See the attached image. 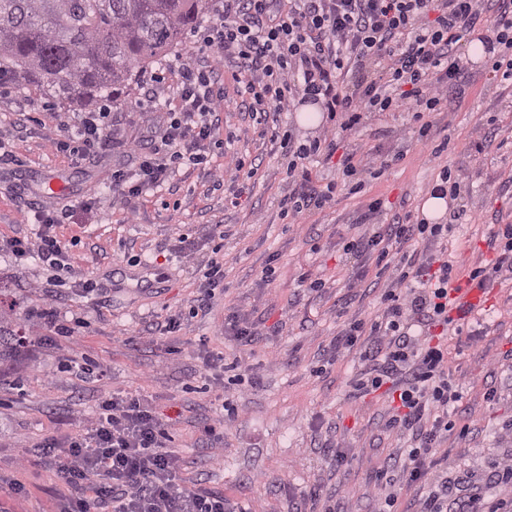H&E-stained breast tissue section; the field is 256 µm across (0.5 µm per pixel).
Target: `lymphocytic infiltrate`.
<instances>
[{"label":"lymphocytic infiltrate","instance_id":"lymphocytic-infiltrate-1","mask_svg":"<svg viewBox=\"0 0 512 512\" xmlns=\"http://www.w3.org/2000/svg\"><path fill=\"white\" fill-rule=\"evenodd\" d=\"M490 11L495 22L480 37L487 64L512 81V0H223L193 50L178 60V106L170 120L145 117L160 152L142 157L136 177L115 171L112 184L123 197L137 198L163 184L175 164L203 162L212 117L231 105L216 86L218 71L231 61L244 75L241 106L278 143L286 173L299 187L280 207L300 222L307 211L333 199V187L313 179L311 157L340 156L347 177H375L386 168L385 160L361 147L338 150L341 137L364 113H409L417 142L431 145L432 156L444 151L424 115L447 111L449 90L463 91L465 67L456 45L484 27ZM304 103L319 105L332 126L299 144L275 120ZM111 136L109 112H81L59 147L82 156ZM362 220L369 232L351 238L344 249L374 259L387 277L376 314L345 324L335 346L358 350L364 364L355 397L382 389L397 397L386 426L415 440L398 476H386L377 512H400L393 490L399 480L429 483L421 512H512V502L504 499L477 496L449 504L437 456L456 428L448 410L461 399L449 379L448 337L462 335L477 311L451 294L463 285L483 292L512 280V225H500L490 236L493 259L463 272L448 252L452 225L409 213L388 222L377 202ZM56 222L53 212H45L46 230L37 242L17 238L4 247L20 259L37 254L59 281L71 266L62 241L49 232ZM419 242L424 250H416ZM172 441L166 423L143 398L102 401L94 422L58 443L57 471L68 491L60 512H229L223 495L190 492L180 484L183 460L171 450Z\"/></svg>","mask_w":512,"mask_h":512}]
</instances>
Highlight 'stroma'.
Wrapping results in <instances>:
<instances>
[{
	"instance_id": "stroma-1",
	"label": "stroma",
	"mask_w": 512,
	"mask_h": 512,
	"mask_svg": "<svg viewBox=\"0 0 512 512\" xmlns=\"http://www.w3.org/2000/svg\"><path fill=\"white\" fill-rule=\"evenodd\" d=\"M471 41L464 36L457 46L468 83L463 101L430 116L447 150L430 158L404 113L368 116L347 139L392 156L391 166L352 194L336 160L313 158V178L334 184L335 198L300 224L280 213L281 198L295 185L276 143L261 138L239 108L221 112L207 163L176 167L168 182L138 199L113 195V171L138 167L131 143L154 149L140 112L167 109L174 65L192 49L193 35L141 74L128 105L112 112V139L82 160L56 147L73 108L33 86L1 88L0 133L9 134L21 116L27 131L13 143L16 165L0 169V241L33 238L42 209L54 205L64 215L56 231L72 275L48 288L37 257L0 252V485L23 489L0 492V512H58L66 489L43 443L86 425L115 392L146 397L171 426L172 446L185 461L184 486L223 494L234 512H294L309 507L315 488L338 512H375L377 475L411 437L385 429L390 402L383 393L354 397L362 369L356 352L329 348L351 317H371L379 307L373 261L344 253L342 239L376 200L390 216L420 214L445 167L464 176L442 218L454 227L457 264L491 259L489 236L512 224V84L468 56ZM481 131L493 138L483 153L474 148ZM240 158L259 162L255 180L212 190L210 169ZM53 179L63 193H46ZM217 224L226 238L213 236ZM182 235L197 244L193 261L175 251ZM216 255L224 260V287L199 313L200 267ZM304 273L323 279L324 288L302 286ZM88 279L96 291L83 288ZM48 308L72 336L52 333L42 317ZM484 308L470 335L448 339V370L461 395L455 414L469 434L443 444L442 468L460 500L476 493L512 498V488L490 477L493 463L512 455V283L490 288ZM232 310L273 335L252 346L225 336L224 316ZM174 313L179 332L148 335L149 325ZM233 360L247 364L252 379L228 390L224 365ZM82 362L89 371L76 373ZM491 387L497 395L489 399ZM227 399L236 417L213 446L201 429L218 422ZM340 450L348 455L341 467Z\"/></svg>"
}]
</instances>
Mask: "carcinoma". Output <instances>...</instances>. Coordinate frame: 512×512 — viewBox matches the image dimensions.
<instances>
[{
	"label": "carcinoma",
	"instance_id": "1",
	"mask_svg": "<svg viewBox=\"0 0 512 512\" xmlns=\"http://www.w3.org/2000/svg\"><path fill=\"white\" fill-rule=\"evenodd\" d=\"M207 9L208 0H0V87H40L69 106H123Z\"/></svg>",
	"mask_w": 512,
	"mask_h": 512
}]
</instances>
